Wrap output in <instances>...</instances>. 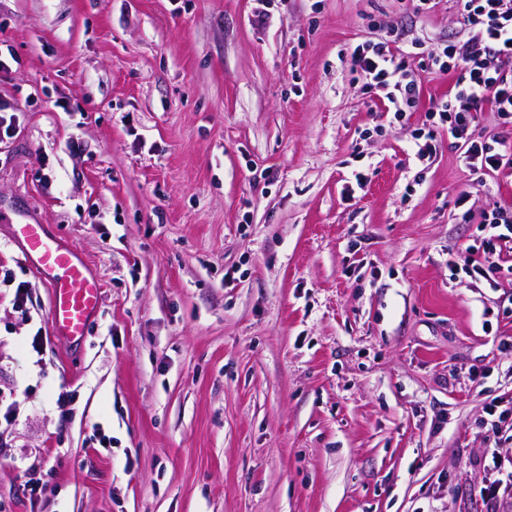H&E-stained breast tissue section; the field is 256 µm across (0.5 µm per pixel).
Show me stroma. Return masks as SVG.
I'll list each match as a JSON object with an SVG mask.
<instances>
[{"instance_id":"35a3bbf8","label":"stroma","mask_w":512,"mask_h":512,"mask_svg":"<svg viewBox=\"0 0 512 512\" xmlns=\"http://www.w3.org/2000/svg\"><path fill=\"white\" fill-rule=\"evenodd\" d=\"M393 30L414 68L465 37L454 0H0V512H487L512 286L464 272L482 233L455 200L512 205V176L476 179L444 132L416 161L457 76L377 111L350 51ZM23 221L102 284L81 347Z\"/></svg>"}]
</instances>
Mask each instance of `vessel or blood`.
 I'll return each instance as SVG.
<instances>
[{"label": "vessel or blood", "instance_id": "1", "mask_svg": "<svg viewBox=\"0 0 512 512\" xmlns=\"http://www.w3.org/2000/svg\"><path fill=\"white\" fill-rule=\"evenodd\" d=\"M14 238L51 290L49 319L54 336L80 343L100 307V284L84 258L45 224H17Z\"/></svg>", "mask_w": 512, "mask_h": 512}]
</instances>
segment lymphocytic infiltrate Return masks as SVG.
I'll list each match as a JSON object with an SVG mask.
<instances>
[{
    "mask_svg": "<svg viewBox=\"0 0 512 512\" xmlns=\"http://www.w3.org/2000/svg\"><path fill=\"white\" fill-rule=\"evenodd\" d=\"M459 23L467 40L443 42L421 53V68L406 64L395 41L379 39L356 45L350 53L353 74L365 86L379 90L386 111L403 118L420 96L421 71L440 75L457 72L448 91L428 111L431 124L415 134L420 146L417 160L430 159L439 131L461 142L460 158L475 174L512 175V0H457ZM490 104L498 130L486 136L469 132L483 104ZM479 222L488 231L484 248L470 245L464 260L477 273L492 272L512 282V206L496 205L483 211ZM481 427L492 441L487 464L492 478L479 494L490 512L512 500V458L502 456L498 443L512 438V405L490 403Z\"/></svg>",
    "mask_w": 512,
    "mask_h": 512,
    "instance_id": "obj_1",
    "label": "lymphocytic infiltrate"
}]
</instances>
